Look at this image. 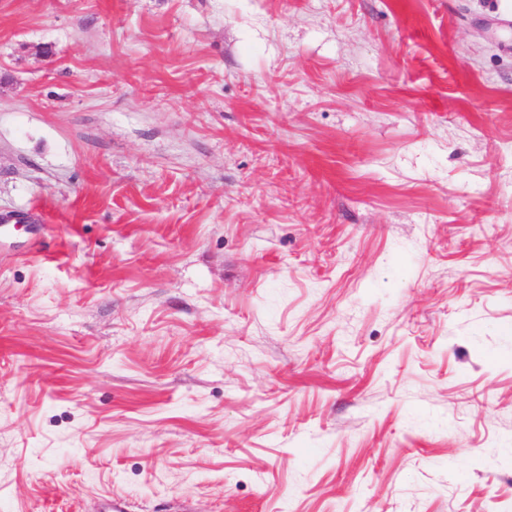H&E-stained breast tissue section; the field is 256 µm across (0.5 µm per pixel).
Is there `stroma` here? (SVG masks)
<instances>
[{
	"label": "stroma",
	"instance_id": "35a3bbf8",
	"mask_svg": "<svg viewBox=\"0 0 512 512\" xmlns=\"http://www.w3.org/2000/svg\"><path fill=\"white\" fill-rule=\"evenodd\" d=\"M512 512V0H0V512Z\"/></svg>",
	"mask_w": 512,
	"mask_h": 512
}]
</instances>
